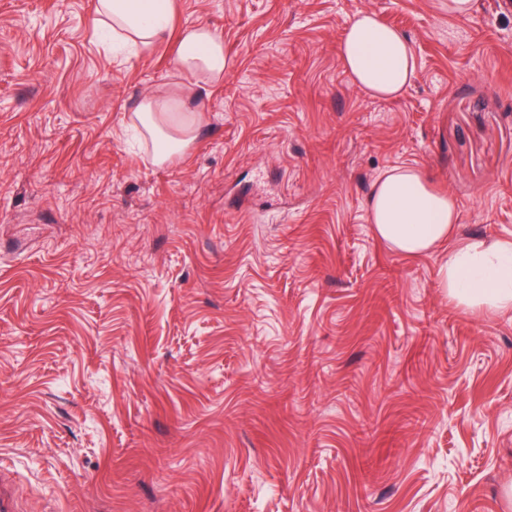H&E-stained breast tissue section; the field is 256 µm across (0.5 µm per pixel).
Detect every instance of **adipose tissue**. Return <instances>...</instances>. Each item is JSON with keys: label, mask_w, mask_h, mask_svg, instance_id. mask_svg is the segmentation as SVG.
<instances>
[{"label": "adipose tissue", "mask_w": 512, "mask_h": 512, "mask_svg": "<svg viewBox=\"0 0 512 512\" xmlns=\"http://www.w3.org/2000/svg\"><path fill=\"white\" fill-rule=\"evenodd\" d=\"M175 11L176 0H97L94 25L111 33L116 48L134 55L175 39L176 70L209 86L220 83L223 39L202 24L172 32ZM340 57L357 85L379 98L397 97L416 74L405 37L366 11L358 12L348 26ZM205 110L202 91L181 84L139 103L134 117L155 145L157 165L185 154L198 136ZM368 214L375 236L403 255L447 246L439 285L452 300L473 310L512 311V243L454 240L457 204L435 191L422 170L405 164L386 170L373 186Z\"/></svg>", "instance_id": "adipose-tissue-1"}]
</instances>
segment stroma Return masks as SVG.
Instances as JSON below:
<instances>
[{
	"label": "stroma",
	"mask_w": 512,
	"mask_h": 512,
	"mask_svg": "<svg viewBox=\"0 0 512 512\" xmlns=\"http://www.w3.org/2000/svg\"><path fill=\"white\" fill-rule=\"evenodd\" d=\"M360 11L416 76L370 97ZM224 79L158 166L130 111L174 43L87 0H0V459L21 512H512V312L438 286L367 200L424 171L455 236L512 241V5L179 0ZM340 57L357 85L373 97H397L416 74L405 37L366 11L358 12L348 26Z\"/></svg>",
	"instance_id": "obj_1"
}]
</instances>
